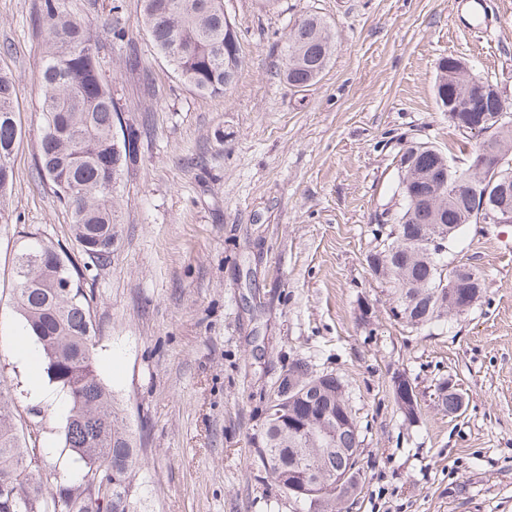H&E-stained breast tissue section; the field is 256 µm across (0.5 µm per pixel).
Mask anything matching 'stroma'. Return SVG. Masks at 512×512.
Listing matches in <instances>:
<instances>
[{
    "label": "stroma",
    "mask_w": 512,
    "mask_h": 512,
    "mask_svg": "<svg viewBox=\"0 0 512 512\" xmlns=\"http://www.w3.org/2000/svg\"><path fill=\"white\" fill-rule=\"evenodd\" d=\"M82 2L119 33L103 69L122 110L116 132L137 138L115 194L112 259L85 288L97 371L141 447L142 512H300L252 446L298 358L344 381L364 436L343 512H512V224L469 225L454 257L486 293L443 330L407 333L365 262L376 214L397 202L395 156L408 142L468 163L471 142L436 103L438 61L461 59L512 99V0H492L487 31L470 29L459 0H224L242 66L220 97L179 80L141 23L142 0ZM34 3L0 0V72L15 82L22 128L1 203L0 395L46 448L52 489L77 475L62 441L68 399L51 383L37 397L11 347L22 329L14 259L24 231L76 265L87 258L38 172ZM310 14L327 20L335 48L320 78L296 88L284 47ZM401 374L423 394L414 424L394 400ZM442 378L465 395L460 417L433 401Z\"/></svg>",
    "instance_id": "obj_1"
}]
</instances>
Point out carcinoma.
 <instances>
[{"label":"carcinoma","mask_w":512,"mask_h":512,"mask_svg":"<svg viewBox=\"0 0 512 512\" xmlns=\"http://www.w3.org/2000/svg\"><path fill=\"white\" fill-rule=\"evenodd\" d=\"M43 34L41 112L44 127L39 141L40 171L54 188L70 216L75 242L92 266L103 267L112 257V203L125 166L135 155L134 138L116 139L121 113L102 68L101 34L112 33L105 19L94 25L76 0H39L35 5ZM142 21L158 51L168 58L184 84L210 96H222L231 86L226 74L237 77L240 43L224 52V0H143ZM334 49L328 23L309 15L287 35L285 78L293 87H305L325 70ZM470 75L437 63L436 100L456 125L448 106V90L468 91ZM16 88L0 74V157H11L21 138L14 107ZM496 100L485 96L480 111L490 122L473 136L481 138L474 152H512V115L502 119ZM441 150L430 145L413 156V169L424 174L436 164ZM401 207L375 217V246L369 255L390 265L376 277L390 284L392 316L412 331L445 323L450 304L449 286L472 292L474 304L483 297L481 275L465 265L445 260L428 243L438 233L452 246L469 223L454 199L431 220V213L412 205L397 187ZM434 222L438 231L419 232ZM14 264L13 301L46 360L50 382L66 393L69 413L62 439L75 456L79 479L48 491L39 471L42 449L18 428L9 401L0 395V512H138L136 480L142 467L123 409L116 405L109 385L96 368V328L91 297L82 288L83 273L68 253L40 235L26 232ZM32 253L48 255L35 266ZM71 288L59 287L63 280ZM304 359L288 366L266 407L263 426L254 440L258 461L267 477L284 492L299 498L306 512H336V505L352 496L362 472V443L358 426L324 436L336 426L339 403L347 404L343 381L335 376L319 387L313 407L298 414L303 391L321 381ZM439 407L456 416L463 413L462 395L448 389V379L437 384ZM345 468L341 483L324 479L311 496L297 495L295 483L312 470L325 473Z\"/></svg>","instance_id":"carcinoma-1"}]
</instances>
